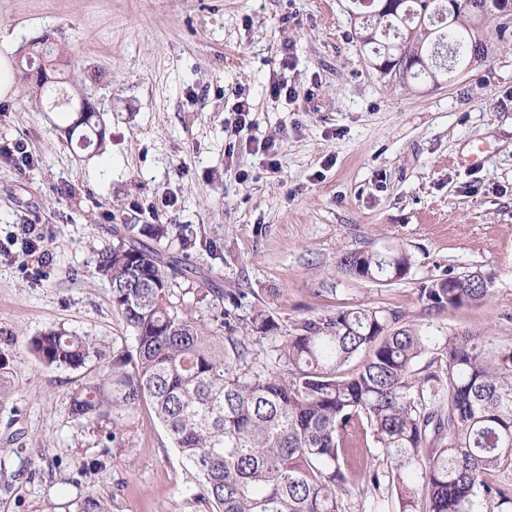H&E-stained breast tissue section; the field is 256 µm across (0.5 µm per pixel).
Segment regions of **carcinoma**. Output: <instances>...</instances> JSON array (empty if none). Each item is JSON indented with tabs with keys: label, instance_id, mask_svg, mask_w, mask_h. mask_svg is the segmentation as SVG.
I'll list each match as a JSON object with an SVG mask.
<instances>
[{
	"label": "carcinoma",
	"instance_id": "carcinoma-1",
	"mask_svg": "<svg viewBox=\"0 0 512 512\" xmlns=\"http://www.w3.org/2000/svg\"><path fill=\"white\" fill-rule=\"evenodd\" d=\"M393 11L369 15L375 54L431 57L403 78H454L484 61L481 10L497 0H398ZM61 58L50 45H32L26 67ZM35 104L66 113L61 134L82 149L105 139L100 113L81 123L64 103L62 74L39 77ZM95 271L112 287V303L135 335V353L122 348L78 385L69 412L114 448L129 444L128 422L150 401L173 445L197 469L199 502L215 512H346L356 489L370 512H483L512 500L492 476L512 471V345L480 328L444 333L401 322L396 312L338 306L281 331L252 288H221L204 226L124 224L96 251ZM342 274L394 283L410 271L401 248L345 252ZM182 296L209 309L202 323L171 301ZM440 313L479 305L490 295L482 274L448 270L418 286ZM275 336L264 352L257 346ZM44 367L83 368L101 354L85 339L53 330L28 341ZM431 355L442 369L421 374ZM369 432V467L349 438ZM74 512H110L90 492Z\"/></svg>",
	"mask_w": 512,
	"mask_h": 512
}]
</instances>
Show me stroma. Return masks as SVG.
Here are the masks:
<instances>
[{
	"instance_id": "35a3bbf8",
	"label": "stroma",
	"mask_w": 512,
	"mask_h": 512,
	"mask_svg": "<svg viewBox=\"0 0 512 512\" xmlns=\"http://www.w3.org/2000/svg\"><path fill=\"white\" fill-rule=\"evenodd\" d=\"M353 0H0V50L50 36L69 88L91 97L104 145L62 141L30 86L0 98V512H65L95 491L110 512H211L199 477L150 403L129 448L104 449L68 412L84 370L46 368L31 337L65 330L103 357L136 343L95 272L94 249L124 224H202L223 245L221 286L270 295L282 329L336 306L398 311L443 331L512 342V46L455 80L402 83L358 41ZM297 90L275 96L274 82ZM249 99L251 133L235 131ZM272 140L273 154L257 144ZM41 229L49 263L13 248ZM401 247L407 279L336 270V256ZM479 272V305L428 311L420 282Z\"/></svg>"
}]
</instances>
